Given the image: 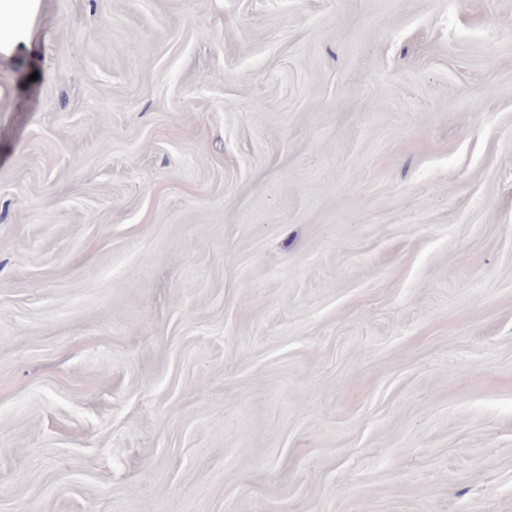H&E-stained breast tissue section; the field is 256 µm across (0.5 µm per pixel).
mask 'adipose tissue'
Here are the masks:
<instances>
[{
    "instance_id": "adipose-tissue-1",
    "label": "adipose tissue",
    "mask_w": 512,
    "mask_h": 512,
    "mask_svg": "<svg viewBox=\"0 0 512 512\" xmlns=\"http://www.w3.org/2000/svg\"><path fill=\"white\" fill-rule=\"evenodd\" d=\"M43 0H0V63L14 61L35 41Z\"/></svg>"
}]
</instances>
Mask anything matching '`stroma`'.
<instances>
[{"label":"stroma","instance_id":"35a3bbf8","mask_svg":"<svg viewBox=\"0 0 512 512\" xmlns=\"http://www.w3.org/2000/svg\"><path fill=\"white\" fill-rule=\"evenodd\" d=\"M0 66V512H512V0H46Z\"/></svg>","mask_w":512,"mask_h":512}]
</instances>
